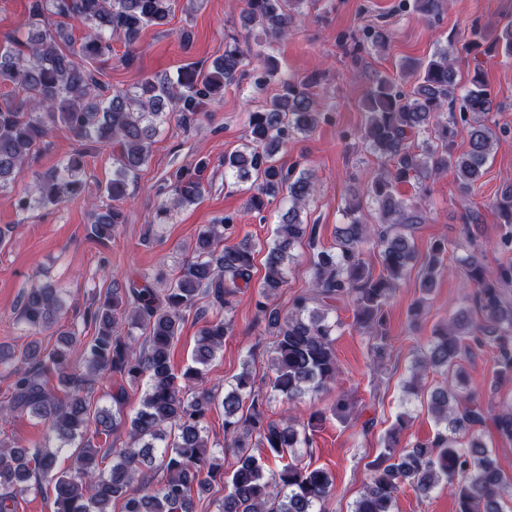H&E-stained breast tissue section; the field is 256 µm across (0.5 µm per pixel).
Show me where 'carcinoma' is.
<instances>
[{
    "instance_id": "carcinoma-1",
    "label": "carcinoma",
    "mask_w": 512,
    "mask_h": 512,
    "mask_svg": "<svg viewBox=\"0 0 512 512\" xmlns=\"http://www.w3.org/2000/svg\"><path fill=\"white\" fill-rule=\"evenodd\" d=\"M176 0H33L25 31L0 45V82L13 86L14 96L0 102V191L14 186L24 166L47 145L51 129L66 127L78 142L111 146L112 179L104 186L110 203L91 215V232L110 239L124 215L120 202L129 183L151 158V146L160 127L173 114L184 123L194 120L207 104L224 97L231 83L258 60L280 92L265 108L249 116L242 148L224 156V179L248 182V207L262 211L265 200L288 202L270 241L229 243L234 225L219 218L199 230L192 254L165 287L142 283L112 288L96 298L83 313L94 328L88 338L76 331L58 333L57 346L46 349L36 337L57 324L66 300L46 280L22 296L19 318L34 337L17 351L0 344V365H9L13 381L8 405L0 414L30 413L49 426L54 445H20L0 438V512H16L17 495L36 481L54 484V512H112V502L123 501L122 512H194L192 493L216 479H225L228 492L218 512H325L333 496L334 480L323 468L303 463L311 451L312 432L326 418L320 411L304 420L296 402L336 385L340 367L334 342L342 326L331 317L336 303L352 310L351 326L372 340L374 357L381 361L390 347L387 305L418 260L414 243L417 226L425 223L424 197L428 182L448 169L467 196L485 173L496 132L488 124L494 97L478 59L467 86L460 87L456 54H471L487 40L477 25L471 39L438 47L426 63L408 61L403 73L413 80L405 92L387 77L376 79L367 92L366 119L359 138L366 152L380 162L363 194L348 202L346 222L336 228L332 245L321 244L318 228L304 221L302 209L316 191L311 172L284 168L275 155L299 134L311 133L318 123L315 79L279 73L270 55L251 56L238 42L209 67L189 63L172 79L148 77L134 68L136 45L144 29L167 24ZM305 0H245L244 20L274 37H284ZM447 0H413V8L434 20ZM81 36H72L73 23ZM126 47L124 62L134 73L124 90L109 91L90 64L112 57V36ZM380 31L356 40L352 52L378 46ZM490 47L512 55V20L501 24ZM468 125V147L455 152L456 124ZM85 152L75 149L60 166L35 174L33 189L17 199L21 212L55 206L78 198L83 191ZM207 168L200 158L191 168H180L169 184L171 199L161 203L153 223L167 224L180 205L195 204L207 191ZM414 179L419 194L405 197L399 185ZM494 208L504 232L498 248L512 253V182L497 190ZM312 251V286L288 310L274 300L287 283V271L298 246ZM378 251L382 270L374 274L364 255ZM447 243L439 241L421 264L420 296L410 307L411 322L427 313L429 295L444 268ZM264 254V275L255 310L273 337L268 368L261 379L266 390L255 389L253 355L244 360L235 383L219 399L203 387L202 366L224 347L233 332L231 313L238 294L249 287L254 255ZM457 268L474 288V307L461 306L434 326L419 347L403 389L406 397L426 402L435 422L433 435L412 444L401 443L409 429V409L400 412L386 434L383 449L367 463L368 477L351 512H393L395 496L407 484L418 496L448 489L456 512H506L512 503V483L499 468L493 449L483 439L486 421L499 435L512 440V403L496 401L503 381L512 379V302L504 288L512 284V262L487 273L478 249L457 258ZM204 322L192 354L193 365L176 374L170 349L188 318ZM487 349L493 359L489 394L471 388L459 366L474 350ZM79 352L80 361L71 356ZM439 373L444 381L425 389L423 376ZM109 372L126 386L111 395L112 409L90 415L89 398L98 377ZM56 378L49 385L48 376ZM142 389L138 407L125 412L126 388ZM272 400L289 404L279 420L267 415ZM224 410L227 447L238 461L224 475V457L207 453L203 422L213 408ZM329 413L342 422L353 416V406L338 396ZM128 429L129 443L110 444L106 454L112 466L104 470L101 448L93 439L110 438L119 426ZM76 446L73 464L58 467L60 455ZM260 449L253 455L248 449Z\"/></svg>"
}]
</instances>
